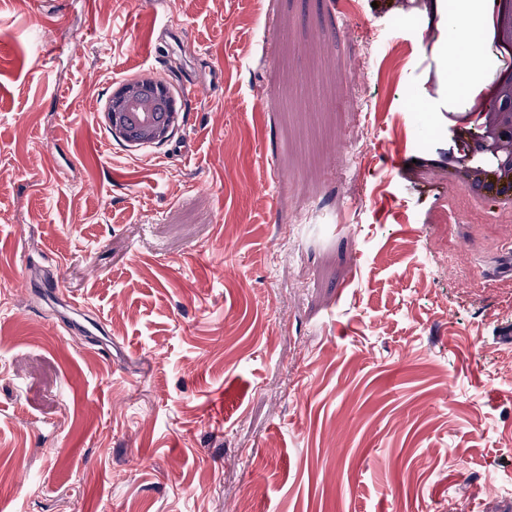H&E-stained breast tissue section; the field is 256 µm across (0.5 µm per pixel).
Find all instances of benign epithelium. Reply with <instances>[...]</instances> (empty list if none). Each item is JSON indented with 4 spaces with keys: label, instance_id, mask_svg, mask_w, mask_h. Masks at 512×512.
Returning a JSON list of instances; mask_svg holds the SVG:
<instances>
[{
    "label": "benign epithelium",
    "instance_id": "7a95c632",
    "mask_svg": "<svg viewBox=\"0 0 512 512\" xmlns=\"http://www.w3.org/2000/svg\"><path fill=\"white\" fill-rule=\"evenodd\" d=\"M105 119L113 136L128 147L162 144L178 123L176 102L152 76L127 81L112 92Z\"/></svg>",
    "mask_w": 512,
    "mask_h": 512
}]
</instances>
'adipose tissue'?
<instances>
[{"instance_id":"obj_1","label":"adipose tissue","mask_w":512,"mask_h":512,"mask_svg":"<svg viewBox=\"0 0 512 512\" xmlns=\"http://www.w3.org/2000/svg\"><path fill=\"white\" fill-rule=\"evenodd\" d=\"M477 27V34H470V27ZM491 32L490 22L484 11V0H458L457 21L450 24L452 38L466 43L467 50L460 55L452 71L465 75L468 85H485L491 79V73L484 67L482 47Z\"/></svg>"}]
</instances>
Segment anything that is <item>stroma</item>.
<instances>
[{
    "label": "stroma",
    "instance_id": "obj_1",
    "mask_svg": "<svg viewBox=\"0 0 512 512\" xmlns=\"http://www.w3.org/2000/svg\"><path fill=\"white\" fill-rule=\"evenodd\" d=\"M448 16L0 0L10 512H512V222L411 166L458 141ZM145 74L178 124L129 148ZM105 119L113 136L128 147L162 144L178 123L176 102L152 76L124 82L112 92Z\"/></svg>",
    "mask_w": 512,
    "mask_h": 512
}]
</instances>
